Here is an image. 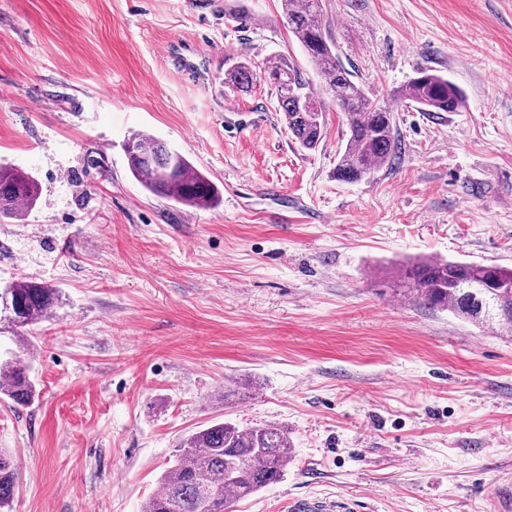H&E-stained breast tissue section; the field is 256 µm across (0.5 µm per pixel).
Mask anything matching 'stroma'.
Returning a JSON list of instances; mask_svg holds the SVG:
<instances>
[{"label":"stroma","instance_id":"stroma-1","mask_svg":"<svg viewBox=\"0 0 512 512\" xmlns=\"http://www.w3.org/2000/svg\"><path fill=\"white\" fill-rule=\"evenodd\" d=\"M242 8L245 24L228 19ZM400 158L335 177L347 139L291 137L275 91L224 83L273 55L319 81L282 0H0V163L39 182L0 220V283L60 288L21 344L32 404L0 402L10 512H141L181 439L229 419L287 427L284 476L235 512L291 499L351 512H512V333L398 294L386 267L512 268V0H323ZM432 69L464 96L420 112L397 92ZM143 132L220 190L158 196L124 144ZM248 386L225 401L224 389ZM257 79L256 71H253L247 63H237L225 72V84L235 88L240 93H248ZM18 489L15 457L11 451L0 448V509L10 506Z\"/></svg>","mask_w":512,"mask_h":512}]
</instances>
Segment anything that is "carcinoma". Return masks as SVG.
<instances>
[{
    "mask_svg": "<svg viewBox=\"0 0 512 512\" xmlns=\"http://www.w3.org/2000/svg\"><path fill=\"white\" fill-rule=\"evenodd\" d=\"M283 14L322 91L346 120L348 138L338 154L336 179L356 182L392 164L399 154L393 112L373 103L339 60L327 35L322 0H285ZM264 73L275 87L289 133L302 148L314 149L324 119L321 105L307 90L308 82L284 56L269 58ZM256 79L251 66L238 63L225 72L224 81L247 93ZM400 98L420 112H456L463 104L462 93L428 69L409 81ZM127 146L130 171L146 189L190 207H211L219 200L214 183L167 143L137 133ZM40 195L34 176L0 165L1 218H14L35 207ZM391 274L404 293L430 309L512 327V269L431 258L395 267ZM57 303V290L41 282L12 281L0 287V318L14 326L38 325ZM35 395L29 362L17 354L0 360V399L18 408L31 404ZM291 448L284 426L241 428L226 420L213 424L180 443L173 466L161 478V491L145 502L142 512H224L225 505L279 480L292 458ZM18 489L15 457L0 448V509L10 506Z\"/></svg>",
    "mask_w": 512,
    "mask_h": 512,
    "instance_id": "1",
    "label": "carcinoma"
}]
</instances>
